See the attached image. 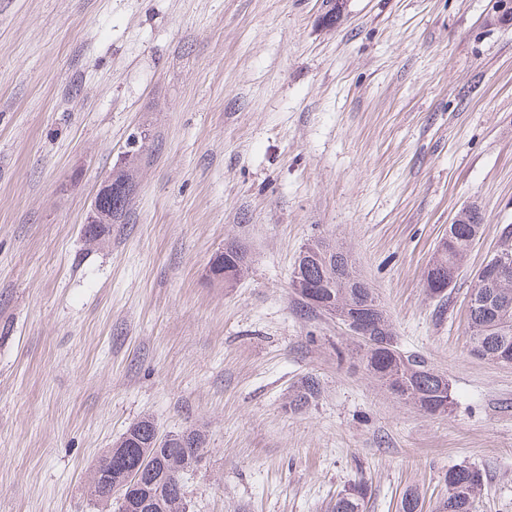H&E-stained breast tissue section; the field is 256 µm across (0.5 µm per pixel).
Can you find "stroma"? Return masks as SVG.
Returning a JSON list of instances; mask_svg holds the SVG:
<instances>
[{"label":"stroma","instance_id":"obj_1","mask_svg":"<svg viewBox=\"0 0 512 512\" xmlns=\"http://www.w3.org/2000/svg\"><path fill=\"white\" fill-rule=\"evenodd\" d=\"M494 0H0V512H97L87 471L129 425L205 430L189 512H432L484 476L512 512V365L469 353L477 269L512 225V25ZM139 136L126 216L82 225ZM481 233L446 301L424 273L458 212ZM340 245L455 404L429 417L304 314L299 252ZM247 256L235 287L207 270ZM319 398L290 412L303 377ZM238 247L234 244H227L224 247V251L217 252L213 258V261L217 262L218 265L229 272V275L234 279H240L248 270V261L245 254L241 251V255L238 254ZM447 494L440 501L438 512H473V505L484 485L479 469L460 466L448 470L445 476ZM368 494V485L360 481L347 493L341 494L336 500L333 512H359Z\"/></svg>","mask_w":512,"mask_h":512}]
</instances>
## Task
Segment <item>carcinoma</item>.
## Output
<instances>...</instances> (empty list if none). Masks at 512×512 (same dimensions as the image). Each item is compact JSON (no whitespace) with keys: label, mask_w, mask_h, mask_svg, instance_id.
I'll use <instances>...</instances> for the list:
<instances>
[{"label":"carcinoma","mask_w":512,"mask_h":512,"mask_svg":"<svg viewBox=\"0 0 512 512\" xmlns=\"http://www.w3.org/2000/svg\"><path fill=\"white\" fill-rule=\"evenodd\" d=\"M114 182L124 186L120 200L105 207L103 222L84 225L88 244L99 245L110 235L112 225L127 212L133 192V169L121 167L112 172ZM481 229V219L466 220L449 226L448 247L433 259L442 267L446 285H451L462 267ZM312 254L298 257L292 272L291 286L300 297L307 313L335 311L354 315L368 333L360 342L359 360L368 376L379 382L395 398L429 415H443L453 404L448 378L431 367L428 360L400 349L386 313L368 283L358 273L341 248H330L321 241L308 245ZM213 261L240 279L248 270L246 256L238 247L227 244L215 254ZM470 337L469 352L478 359L505 364L512 361V275L495 287L475 285L467 310ZM320 394L317 378H302L288 402V409H306ZM207 438L200 429L189 430V441L173 440L158 448L155 425L143 418L129 426L112 448L104 452L86 476L88 491L98 512H112V476L142 465L155 463L154 474L145 470L131 492L129 505L118 504V512H138L139 501L157 495L162 499V512H185L183 476L194 471L193 460L205 450ZM447 494L437 512H473V505L484 485L480 470L460 466L445 476ZM368 494V485L361 481L339 496L334 512H360Z\"/></svg>","instance_id":"carcinoma-1"}]
</instances>
